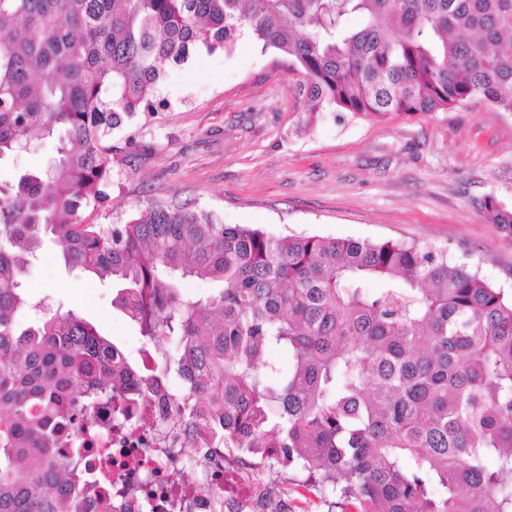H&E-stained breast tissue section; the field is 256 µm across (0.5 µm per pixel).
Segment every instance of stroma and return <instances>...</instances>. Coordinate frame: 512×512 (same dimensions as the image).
<instances>
[{"mask_svg": "<svg viewBox=\"0 0 512 512\" xmlns=\"http://www.w3.org/2000/svg\"><path fill=\"white\" fill-rule=\"evenodd\" d=\"M301 76L288 57L240 37L169 64L164 105L114 131L108 200L89 221L114 224L149 201L179 200L224 223L277 236L404 240L446 249L512 297V232L489 223L493 197L512 207V113L482 98L429 113L386 118L322 113L307 123ZM50 138L0 162V180L57 157ZM26 283L91 321L131 363L145 345L137 323L112 305L108 283L64 265L45 238ZM290 512H329L327 499L293 471L264 470Z\"/></svg>", "mask_w": 512, "mask_h": 512, "instance_id": "stroma-1", "label": "stroma"}]
</instances>
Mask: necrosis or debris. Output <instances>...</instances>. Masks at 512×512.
I'll return each instance as SVG.
<instances>
[{"mask_svg": "<svg viewBox=\"0 0 512 512\" xmlns=\"http://www.w3.org/2000/svg\"><path fill=\"white\" fill-rule=\"evenodd\" d=\"M195 427L176 422L170 386L155 383L145 397L138 424L113 428L109 416L93 411L90 431H77V447L94 448L111 438L112 467L103 480L112 488V512H214V493L222 491L228 512H257L261 486L246 474L249 461L219 453L188 467L183 436Z\"/></svg>", "mask_w": 512, "mask_h": 512, "instance_id": "1", "label": "necrosis or debris"}]
</instances>
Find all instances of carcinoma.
Listing matches in <instances>:
<instances>
[{"label":"carcinoma","mask_w":512,"mask_h":512,"mask_svg":"<svg viewBox=\"0 0 512 512\" xmlns=\"http://www.w3.org/2000/svg\"><path fill=\"white\" fill-rule=\"evenodd\" d=\"M244 28L305 77L311 119L474 96L512 113V0H0V160L66 129L59 159L0 185V512H97L60 433L100 406L122 429L147 393L92 323L28 293L48 232L66 265L112 281L141 336L165 337L146 371L201 428L197 454L301 472L341 512H512V299L478 272L431 246L274 236L187 203L82 216L109 197L113 130L162 106L164 66ZM482 208L512 231V208ZM188 279L221 288L197 297Z\"/></svg>","instance_id":"cac0c4a2"}]
</instances>
